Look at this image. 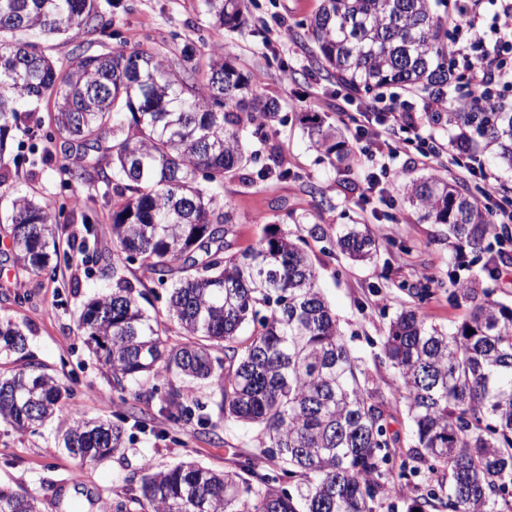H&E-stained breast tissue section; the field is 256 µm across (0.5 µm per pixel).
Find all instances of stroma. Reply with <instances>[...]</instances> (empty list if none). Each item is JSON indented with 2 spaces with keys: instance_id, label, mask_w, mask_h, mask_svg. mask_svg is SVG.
I'll return each mask as SVG.
<instances>
[{
  "instance_id": "stroma-1",
  "label": "stroma",
  "mask_w": 512,
  "mask_h": 512,
  "mask_svg": "<svg viewBox=\"0 0 512 512\" xmlns=\"http://www.w3.org/2000/svg\"><path fill=\"white\" fill-rule=\"evenodd\" d=\"M113 36L102 40L89 32L82 46L92 52L103 48L132 51L153 48L168 52L192 42L202 54L213 52L230 58L243 72H263L258 93L278 105V118L269 130L268 142H254L257 165L267 161L269 148H276L290 174L285 179L243 182L240 176L224 181V201L233 214L229 240L234 249L253 245L263 234L257 216L310 212L324 225L365 224L374 232H386L388 240L373 262L349 261L327 243L308 240L306 249L319 271V283L334 311L341 332L354 352L372 361L389 324L411 299L399 282L429 284L431 298L421 312L427 323L451 328L465 317L468 307L451 300L448 273L456 262L448 244V227L422 220L415 209L402 202L378 206L361 197L363 178L372 166L370 158L357 155L351 170L334 166L312 148L300 118L315 110L335 123L345 140H352L361 120L363 103L370 97L339 84L315 57L307 24L320 0H244V20L235 32L214 30L202 11L200 0H100ZM425 138L395 165L402 177L447 175L448 154L441 143L448 134L428 128ZM52 145L45 133L15 132L11 153L1 168L9 191L0 192V241L8 240L12 190L33 196L53 212H69L73 195L82 187L66 183L56 155L51 167H30L29 161ZM112 272L104 264H62L55 276L20 269L11 251H0V320L17 323L25 333L32 359L43 364L74 393L87 417L108 418L113 398L104 369L83 344L76 319L84 303L107 292ZM33 295L28 305L19 304L23 294ZM55 424L39 433L15 430L0 421V487L39 492L41 512H57L47 483L60 484L82 512H101L85 506L86 494L112 502L124 476L144 462L162 467L185 459L215 470L231 467L237 455L249 453L253 444L242 429L225 425L211 435L196 426L181 429L180 444L170 441L145 444L132 440L126 452L101 463L83 466L59 447Z\"/></svg>"
}]
</instances>
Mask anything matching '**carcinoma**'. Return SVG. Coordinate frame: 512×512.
<instances>
[{
  "label": "carcinoma",
  "mask_w": 512,
  "mask_h": 512,
  "mask_svg": "<svg viewBox=\"0 0 512 512\" xmlns=\"http://www.w3.org/2000/svg\"><path fill=\"white\" fill-rule=\"evenodd\" d=\"M200 2L214 27L241 24L240 0ZM445 26L432 0H322L307 30L320 63L348 90L397 85L429 97L448 95L454 78ZM90 29L112 38L98 0H0V161L13 131L47 123L49 139L75 160L62 172L83 184L69 215L84 234L69 254H60L69 225L33 197H13L11 247L29 272L101 258L88 203L110 208L112 286L83 306L77 328L106 368L115 410L110 420L79 415L57 378L29 362L0 372V421L34 431L70 410L61 440L82 464L120 453L136 433L168 437L160 418L211 431L227 418L251 431L257 453L231 470L187 459L124 477L114 512H375L400 482L440 471L445 478L412 509L512 512V307L489 286L512 237L490 224L478 198L434 175L397 187L424 219L448 225L453 248L483 264L479 275L452 278L451 297L470 310L448 330L418 314L429 286L401 285L414 304L389 321L373 359L398 376L387 395L345 343L305 240L276 228L305 224L312 239L365 262L381 246L367 225L326 228L287 211L256 220L275 228L254 247L235 250L226 240L224 178L250 167L248 134L267 135L276 104L222 55L203 62L189 44L170 57L152 48L89 54L79 39ZM27 31L74 44L67 67L24 39ZM424 122L512 171V112H427ZM302 124L317 151L347 159L324 116L306 112ZM103 152L112 175L94 179L89 169ZM289 174L270 149L259 177ZM135 263L142 277L132 281L124 268ZM148 282L166 290L162 313H147ZM171 324L182 342H169ZM26 346L18 324L0 321V356L24 357ZM161 376L164 388L154 383ZM393 400L410 423L399 464L400 436L388 430ZM0 512H40L39 498L1 489Z\"/></svg>",
  "instance_id": "obj_1"
}]
</instances>
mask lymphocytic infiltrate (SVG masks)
Here are the masks:
<instances>
[{
  "label": "lymphocytic infiltrate",
  "mask_w": 512,
  "mask_h": 512,
  "mask_svg": "<svg viewBox=\"0 0 512 512\" xmlns=\"http://www.w3.org/2000/svg\"><path fill=\"white\" fill-rule=\"evenodd\" d=\"M454 28L469 31L466 45H452L450 54L466 78L464 91L452 100L426 98L421 108H399L395 100L365 106L364 126L358 127L353 144L361 153L397 157L405 148L404 133L418 131L422 113L462 111L488 96L491 85L501 81L506 56L512 55V0H453L448 16Z\"/></svg>",
  "instance_id": "f902f5d3"
}]
</instances>
